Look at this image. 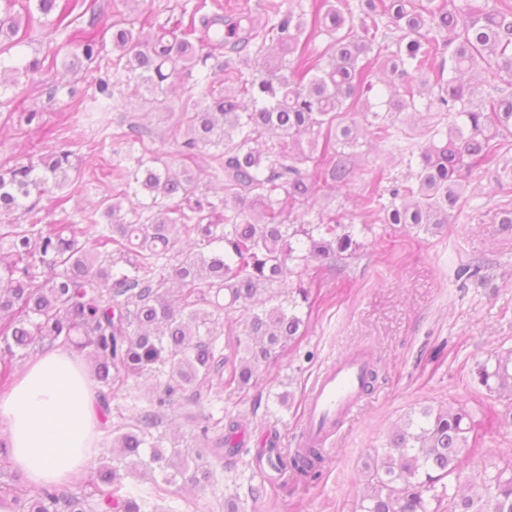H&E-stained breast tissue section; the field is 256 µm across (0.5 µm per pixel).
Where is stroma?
Here are the masks:
<instances>
[{
  "label": "stroma",
  "mask_w": 512,
  "mask_h": 512,
  "mask_svg": "<svg viewBox=\"0 0 512 512\" xmlns=\"http://www.w3.org/2000/svg\"><path fill=\"white\" fill-rule=\"evenodd\" d=\"M90 13L77 26L96 19L100 30L120 25L140 30L168 25L192 13L197 0H85ZM75 49L71 29L37 26L22 43L0 55V163L15 159L27 145L43 152L72 150L81 161L77 193L65 209L47 205L51 224L101 221L100 202L112 186L107 178L115 161L128 156L170 160L176 131L170 111L192 107L196 94L191 76H183L169 93L167 109L145 104V89L128 60L104 49L89 67L65 71ZM53 57L55 65L30 75L26 65ZM116 77L109 111H98L92 98L101 76ZM62 93H54V86ZM37 112L39 121H20L19 113ZM145 128L143 142L130 144L128 126ZM383 173L378 192L408 173L406 155L371 147L360 138L357 170L348 187L325 191L320 205L342 215L344 223L362 224L356 206L370 170ZM466 265L479 266L478 275L458 277ZM321 297L314 306L305 336L288 347L265 370L259 384L237 392L225 391L212 404L184 405L167 412L162 430L166 441L192 443L197 425L211 407L238 417V455L210 457L214 485L169 487L152 499L155 512H355L365 491V464L408 414L431 405L457 402L470 408L488 404L505 408V401L487 396L474 384L475 362L512 349V189L501 190L491 169L474 171L470 185L436 236L415 235L412 229L390 238L367 235L357 258L323 275ZM368 350L379 379L356 415L346 422L325 452L318 479L295 482L292 472L259 469L257 460L269 443L281 450L295 447L304 403L319 370L341 353ZM290 392L288 406L277 394ZM153 382L130 379L112 401V420L121 422L148 406ZM469 450L473 461L462 481H479L483 468L512 457V426L478 421Z\"/></svg>",
  "instance_id": "stroma-1"
}]
</instances>
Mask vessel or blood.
<instances>
[{
  "instance_id": "vessel-or-blood-1",
  "label": "vessel or blood",
  "mask_w": 512,
  "mask_h": 512,
  "mask_svg": "<svg viewBox=\"0 0 512 512\" xmlns=\"http://www.w3.org/2000/svg\"><path fill=\"white\" fill-rule=\"evenodd\" d=\"M372 356L362 349L342 354L318 375L305 404L301 437L307 445L327 447L337 427L362 405Z\"/></svg>"
}]
</instances>
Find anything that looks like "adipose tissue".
<instances>
[{
	"label": "adipose tissue",
	"instance_id": "ef3b65f1",
	"mask_svg": "<svg viewBox=\"0 0 512 512\" xmlns=\"http://www.w3.org/2000/svg\"><path fill=\"white\" fill-rule=\"evenodd\" d=\"M101 429L97 391L82 360L61 349L38 353L0 393V431L10 462L29 486L87 475Z\"/></svg>",
	"mask_w": 512,
	"mask_h": 512
}]
</instances>
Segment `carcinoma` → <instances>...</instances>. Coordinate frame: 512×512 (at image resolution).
Wrapping results in <instances>:
<instances>
[{
    "instance_id": "1",
    "label": "carcinoma",
    "mask_w": 512,
    "mask_h": 512,
    "mask_svg": "<svg viewBox=\"0 0 512 512\" xmlns=\"http://www.w3.org/2000/svg\"><path fill=\"white\" fill-rule=\"evenodd\" d=\"M20 0L0 10V53L20 42L21 27L65 25L71 0H35L12 14ZM200 0L188 21L138 31L117 27L112 49L141 70L153 107H166L167 88L184 71L224 53V82L238 85L217 93L208 74L195 81L204 106L171 113L179 170L158 158H131L112 168V196L101 201L107 223L45 224L42 197L67 186L79 172L74 153L34 150L0 166V359L13 360L55 346L84 352L98 383L102 421L112 399L132 377L151 375L157 384L150 406L130 423L110 430L114 464L80 493L45 487L29 493L20 483L0 486L24 512H148L150 492L127 488L119 466L158 474L152 479L213 484L200 459L177 446L163 449L159 432L166 411L198 405L212 391H241L261 368L305 335L323 263L357 256L374 225L344 224L319 211V192L348 186L358 146L355 117L369 121L370 141L398 146L409 138L403 115L426 100L432 113L429 143L407 147L415 169L389 198L371 191L358 207L383 225L437 235L448 227L477 168L497 170V185L512 184V162L501 141L512 137V0H365L355 17L335 0H311L309 11L283 9L266 0L260 14L205 11ZM313 33L329 37L322 51L310 48ZM79 53L67 68L93 63L105 47L94 22L75 35ZM271 43L260 75L248 78L245 49ZM394 77L385 113L363 99L373 88L375 67ZM498 81L474 102L471 71ZM215 148L223 196L200 192L197 160ZM135 206L123 210L125 200ZM23 211L28 223L11 216ZM147 212L146 222L128 218ZM239 312L243 330H222ZM473 382L491 395L512 399V351L477 361ZM209 415L199 426L205 447L221 454L240 451L238 420ZM473 413L424 406L366 464L369 494L358 512H512V461L484 473L467 494H452L447 481L472 462L467 449ZM326 459L320 448H297L276 466L295 479L319 476Z\"/></svg>"
}]
</instances>
